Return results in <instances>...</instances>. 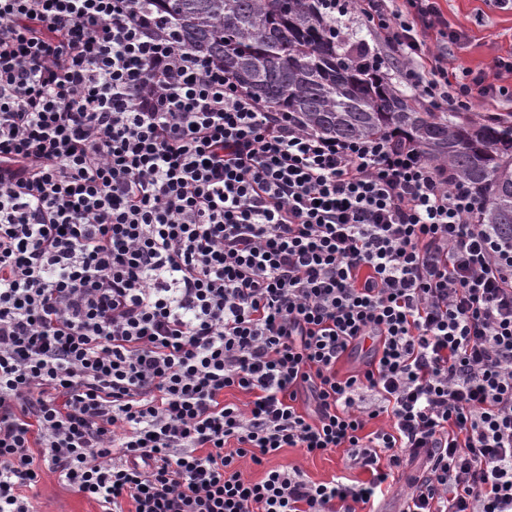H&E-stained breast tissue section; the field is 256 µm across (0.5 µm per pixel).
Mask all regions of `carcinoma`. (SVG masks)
Returning <instances> with one entry per match:
<instances>
[{"mask_svg":"<svg viewBox=\"0 0 512 512\" xmlns=\"http://www.w3.org/2000/svg\"><path fill=\"white\" fill-rule=\"evenodd\" d=\"M321 0H146L180 44L216 58L241 88L337 138L389 136L487 189L484 223L512 230V113L423 112L368 71Z\"/></svg>","mask_w":512,"mask_h":512,"instance_id":"carcinoma-1","label":"carcinoma"}]
</instances>
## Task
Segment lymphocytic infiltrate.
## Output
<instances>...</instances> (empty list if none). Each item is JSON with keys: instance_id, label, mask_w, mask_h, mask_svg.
Masks as SVG:
<instances>
[{"instance_id": "f902f5d3", "label": "lymphocytic infiltrate", "mask_w": 512, "mask_h": 512, "mask_svg": "<svg viewBox=\"0 0 512 512\" xmlns=\"http://www.w3.org/2000/svg\"><path fill=\"white\" fill-rule=\"evenodd\" d=\"M323 8L429 108L512 91L511 59L449 72L439 0ZM483 207L414 144L270 111L143 0H0V512L45 469L97 512H377L397 475L399 512H512V231ZM283 448L345 473L245 478Z\"/></svg>"}]
</instances>
